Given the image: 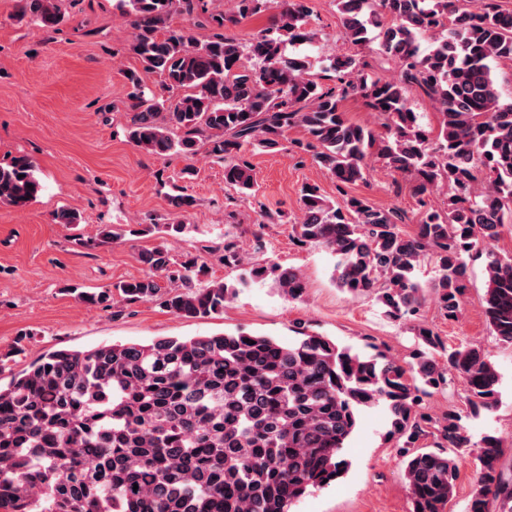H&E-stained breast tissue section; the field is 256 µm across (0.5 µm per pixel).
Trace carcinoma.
<instances>
[{"instance_id":"1","label":"carcinoma","mask_w":512,"mask_h":512,"mask_svg":"<svg viewBox=\"0 0 512 512\" xmlns=\"http://www.w3.org/2000/svg\"><path fill=\"white\" fill-rule=\"evenodd\" d=\"M274 2L271 26L246 47L224 33L201 43L169 26L175 13L192 19L206 12L205 0H118L131 18L127 49L171 93L159 99L141 75L127 74L130 141L153 155L202 150L224 161V183L246 194L256 179L242 148L285 150L288 130L303 128L306 140L292 146L335 177L341 200L303 186L294 233L335 259L337 285L377 294L393 320L417 315L428 289L453 321L470 262L481 258L489 328L512 345V258L493 248L512 223V102L500 100L490 67L512 60V11L494 0H468L467 7L460 0H336L343 39L361 50L379 40L400 76L382 80L358 55L338 54L330 66L336 86L326 90L311 77L307 57L284 52L287 43L316 39L307 27L309 0H234L211 21L227 29ZM22 15L46 28L61 22L56 0H25ZM423 33L433 35L426 51L418 44ZM414 86L434 104V129L410 107ZM350 95L378 114L383 133L346 118ZM173 129L183 136L174 139ZM372 149L414 182L425 210L412 233L399 227L397 210L344 190L366 179ZM441 184L453 191L447 208L426 207L423 196ZM41 191L29 156L0 166V206L22 208ZM428 257L436 273L425 287L417 271ZM139 259L150 274L117 285V297H78L110 309L115 301L162 296L173 314L204 319L237 294L233 284L203 283L195 258L177 262L155 247ZM224 264L241 268L242 286L270 279L291 299L306 290L291 267H243L232 241L224 242ZM157 272L169 282L164 294ZM416 336L406 365L319 334L284 343L239 332L54 351L0 383V512H290L293 501L340 477V452L360 412L381 403L405 458L412 512H444L458 478L454 456L465 453L475 463L468 512H512L500 438L474 442L460 415L435 420L421 410L450 371L463 379L473 411L494 410L497 369L481 349L449 347L423 322ZM430 436L434 450L423 444Z\"/></svg>"}]
</instances>
